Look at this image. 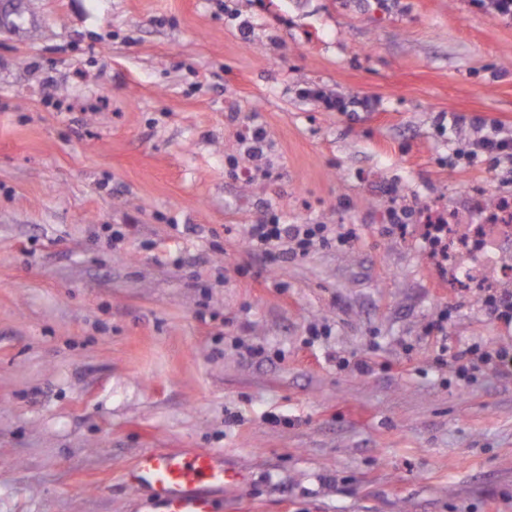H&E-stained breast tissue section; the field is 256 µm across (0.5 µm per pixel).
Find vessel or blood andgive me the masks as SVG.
Here are the masks:
<instances>
[{
	"label": "vessel or blood",
	"mask_w": 512,
	"mask_h": 512,
	"mask_svg": "<svg viewBox=\"0 0 512 512\" xmlns=\"http://www.w3.org/2000/svg\"><path fill=\"white\" fill-rule=\"evenodd\" d=\"M128 486L145 492L156 512H215L209 489L243 488L244 476L209 451L152 449L127 469Z\"/></svg>",
	"instance_id": "obj_1"
}]
</instances>
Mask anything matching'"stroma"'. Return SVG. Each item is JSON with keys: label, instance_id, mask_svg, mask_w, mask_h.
<instances>
[{"label": "stroma", "instance_id": "35a3bbf8", "mask_svg": "<svg viewBox=\"0 0 512 512\" xmlns=\"http://www.w3.org/2000/svg\"><path fill=\"white\" fill-rule=\"evenodd\" d=\"M475 117L512 126L479 0H0V512H148L151 448L247 475L217 512H512V328L419 219L512 197L461 155ZM273 213L359 240L269 266L244 228ZM242 142L246 156L253 162L254 171L260 175H265L266 170L261 166V163L258 162L263 159L264 148L267 142L266 130L259 125L250 126Z\"/></svg>", "mask_w": 512, "mask_h": 512}]
</instances>
